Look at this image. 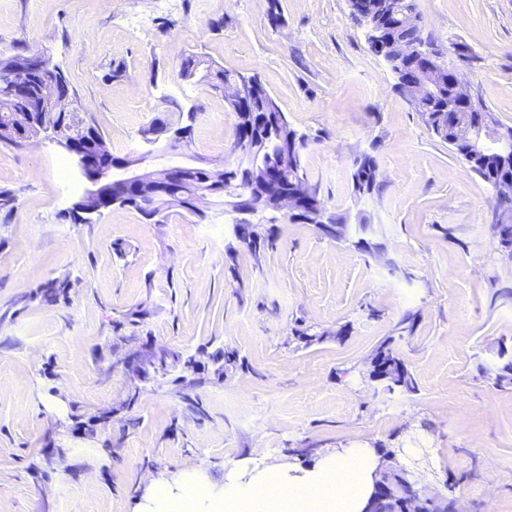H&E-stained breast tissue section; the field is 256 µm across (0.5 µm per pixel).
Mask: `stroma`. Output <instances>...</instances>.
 Segmentation results:
<instances>
[{
  "instance_id": "1",
  "label": "stroma",
  "mask_w": 512,
  "mask_h": 512,
  "mask_svg": "<svg viewBox=\"0 0 512 512\" xmlns=\"http://www.w3.org/2000/svg\"><path fill=\"white\" fill-rule=\"evenodd\" d=\"M416 3L445 62L512 127V0ZM0 38L51 47L115 155L144 152L141 131L169 115L170 99L194 112L191 145L159 167L237 159L236 114L181 77L186 56L258 76L309 138L310 183L351 222L336 241L279 216L274 247L257 253L236 244L217 198L199 218L173 208L151 224L113 208L81 224L70 211L85 184L66 152L0 144V190L16 197L0 211V512H137L160 479L194 472L219 490L238 465L304 467L392 438L399 463L429 451L430 485L454 484L459 512H512V387L487 372L512 346V254L493 239L494 192L396 90L348 0H0ZM364 152L379 190L358 196L351 174ZM363 219L379 256L355 246ZM54 278L70 282L65 301L29 300ZM408 312L418 324L404 336ZM302 325L323 340H298ZM390 336L414 393L367 377ZM148 341L221 348L241 364L141 382L125 359ZM74 404L116 414L76 438L56 426Z\"/></svg>"
}]
</instances>
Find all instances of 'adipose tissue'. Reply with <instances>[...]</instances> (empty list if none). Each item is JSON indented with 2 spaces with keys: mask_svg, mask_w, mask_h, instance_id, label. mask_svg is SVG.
Segmentation results:
<instances>
[{
  "mask_svg": "<svg viewBox=\"0 0 512 512\" xmlns=\"http://www.w3.org/2000/svg\"><path fill=\"white\" fill-rule=\"evenodd\" d=\"M378 464L374 449L349 448L309 468H256L219 491L189 475L176 492L157 484L141 512H364Z\"/></svg>",
  "mask_w": 512,
  "mask_h": 512,
  "instance_id": "obj_1",
  "label": "adipose tissue"
}]
</instances>
